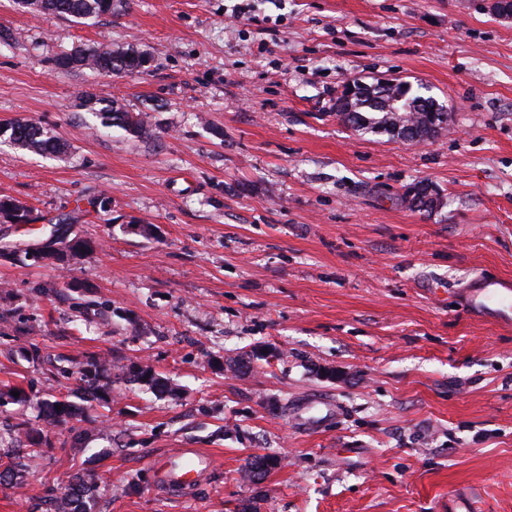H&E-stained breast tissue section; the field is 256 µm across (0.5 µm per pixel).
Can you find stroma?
<instances>
[{"label": "stroma", "instance_id": "35a3bbf8", "mask_svg": "<svg viewBox=\"0 0 512 512\" xmlns=\"http://www.w3.org/2000/svg\"><path fill=\"white\" fill-rule=\"evenodd\" d=\"M237 2L120 0L80 24L0 0V124L69 146L0 144V195L41 217L0 224V252L99 244L63 268L0 255V430L50 394L84 409L77 435L45 426L0 512H49L48 489L80 475L94 512H445L458 492L512 512V325L460 306L473 279H512V22L486 0H251L248 20ZM100 44L150 62L55 69ZM391 79L428 87L450 130L408 143L339 123L347 81ZM89 97L148 113L150 134L102 127ZM421 182L438 209L406 202ZM102 196L109 213L76 211ZM80 297L110 311L77 333ZM260 348L275 360L227 371ZM92 358L112 363L105 406L76 373ZM133 361L175 394L127 382ZM183 448L211 472L161 487L155 461ZM256 457L279 465L251 483ZM2 137L15 148L32 153L62 156L68 149L59 136L30 120H16L5 128L0 125Z\"/></svg>", "mask_w": 512, "mask_h": 512}]
</instances>
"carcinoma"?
<instances>
[{
    "instance_id": "cac0c4a2",
    "label": "carcinoma",
    "mask_w": 512,
    "mask_h": 512,
    "mask_svg": "<svg viewBox=\"0 0 512 512\" xmlns=\"http://www.w3.org/2000/svg\"><path fill=\"white\" fill-rule=\"evenodd\" d=\"M23 9L40 10L64 17H70L80 23L104 14L112 13L118 7L114 0H15ZM148 63L143 53L134 49H97L74 48L63 52L53 60L55 67L62 71L95 70L103 73L140 72ZM336 117L363 134L393 135V128L401 124L403 128L416 129L421 139L435 136L448 125V110L432 96L412 90L411 84L400 81L393 85L376 84L372 94L356 98L352 105L336 100ZM105 124L120 126L131 134L141 136L149 131L146 116L128 111L116 101H110L97 109ZM0 138L7 140L19 150L38 154L62 156L67 152V144L52 131L30 120H16L7 127H0ZM34 222L38 217L21 201L11 196H0V222L13 224L18 221ZM81 379L87 382L86 390L102 401L111 400V391L104 380L110 378L111 364L106 359H91L80 365ZM130 380L160 393H172L174 388L148 363L133 362L127 367ZM39 418L48 425H68L76 429L81 422L82 409L67 400L47 398L39 404ZM25 436L34 446L33 455H39L36 447L43 444L42 430L23 421L17 424V430L0 432V447H8L5 457H10L19 436ZM93 484L84 482L77 491L57 493L51 488L47 497L52 503V512H90Z\"/></svg>"
}]
</instances>
